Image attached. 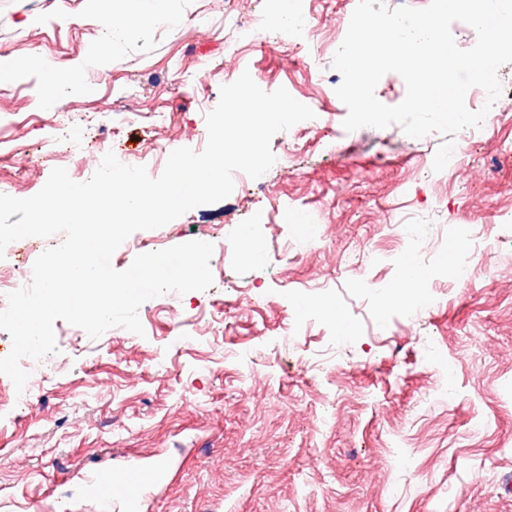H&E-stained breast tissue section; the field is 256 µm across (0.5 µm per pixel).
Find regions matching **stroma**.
Listing matches in <instances>:
<instances>
[{
  "mask_svg": "<svg viewBox=\"0 0 512 512\" xmlns=\"http://www.w3.org/2000/svg\"><path fill=\"white\" fill-rule=\"evenodd\" d=\"M261 7L165 0L170 23L132 31L103 65H85L92 93L70 90L45 112L41 60L85 64L104 0H0V56L22 67L0 80V193L31 197L56 167L86 181L107 151L159 176L170 151L205 147L206 114L245 72L315 109L265 192L235 187L134 232L111 259L124 270L137 254L202 239L214 246L210 288L143 303L135 340L55 321L52 378L0 412V512H126L118 498L103 507L83 477L120 481L136 468L159 474L140 512H512L502 488L512 480V153L500 146L512 140V63L498 70L504 119L460 131L463 163L432 176L442 135L414 146L397 125H342L331 63L352 0H304L309 59L274 30L241 42L225 21ZM67 126L84 131L82 148L62 141ZM299 209L320 226L301 247L284 220ZM394 224L421 225L431 241L473 227L489 249L469 290L413 322L393 304L372 312L405 262L429 288L436 265L456 260L410 254ZM244 229L254 255L226 252ZM370 250L385 262L362 265ZM301 302L336 313H315L290 350L280 336ZM344 330L350 341L334 353Z\"/></svg>",
  "mask_w": 512,
  "mask_h": 512,
  "instance_id": "obj_1",
  "label": "stroma"
}]
</instances>
